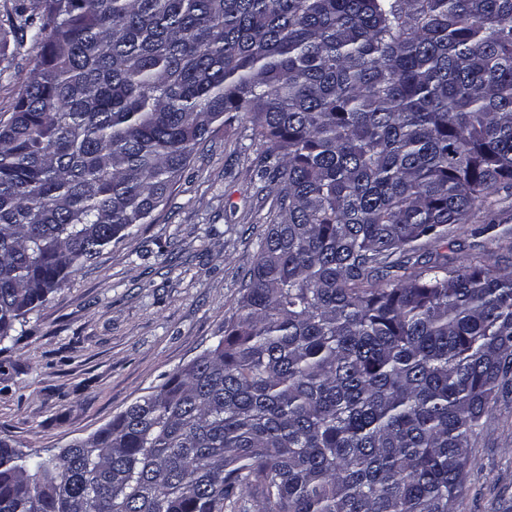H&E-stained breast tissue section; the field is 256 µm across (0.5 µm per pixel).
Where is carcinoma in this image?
I'll list each match as a JSON object with an SVG mask.
<instances>
[{
    "instance_id": "1",
    "label": "carcinoma",
    "mask_w": 512,
    "mask_h": 512,
    "mask_svg": "<svg viewBox=\"0 0 512 512\" xmlns=\"http://www.w3.org/2000/svg\"><path fill=\"white\" fill-rule=\"evenodd\" d=\"M0 120V341L133 235L217 123L281 185L224 338L0 512H455L512 388V271L412 262L512 189V0H40ZM7 53L9 66L4 71H0V117L2 121L11 115L19 92L37 68L41 48L29 37L19 43L11 39Z\"/></svg>"
}]
</instances>
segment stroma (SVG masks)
Listing matches in <instances>:
<instances>
[{
	"label": "stroma",
	"mask_w": 512,
	"mask_h": 512,
	"mask_svg": "<svg viewBox=\"0 0 512 512\" xmlns=\"http://www.w3.org/2000/svg\"><path fill=\"white\" fill-rule=\"evenodd\" d=\"M0 71L9 118L41 48L10 43ZM264 146L249 125L215 126L173 186L167 205L122 243L82 266L0 343V437L27 453L56 452L107 425L217 344L268 231L279 188L258 182ZM512 195L474 213L420 262L462 269L492 254L512 271ZM460 512H512V395L480 421L469 450Z\"/></svg>",
	"instance_id": "1"
}]
</instances>
